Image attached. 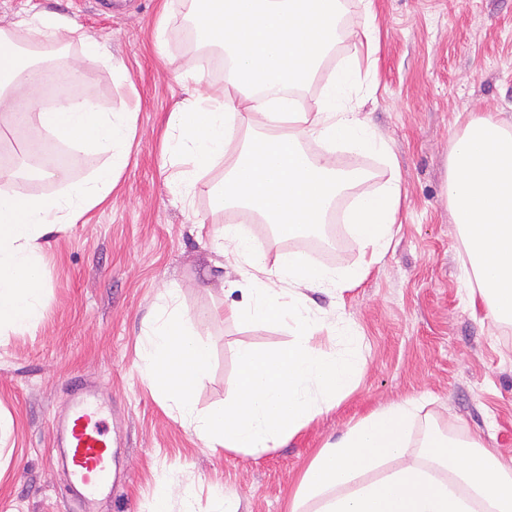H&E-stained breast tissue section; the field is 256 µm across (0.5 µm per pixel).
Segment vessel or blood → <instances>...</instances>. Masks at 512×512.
Segmentation results:
<instances>
[{
	"label": "vessel or blood",
	"instance_id": "1",
	"mask_svg": "<svg viewBox=\"0 0 512 512\" xmlns=\"http://www.w3.org/2000/svg\"><path fill=\"white\" fill-rule=\"evenodd\" d=\"M112 407L100 389L81 375L69 382V401L54 426L58 471L73 497L92 506L110 497L114 484Z\"/></svg>",
	"mask_w": 512,
	"mask_h": 512
}]
</instances>
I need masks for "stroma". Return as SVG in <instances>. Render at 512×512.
Listing matches in <instances>:
<instances>
[{
	"mask_svg": "<svg viewBox=\"0 0 512 512\" xmlns=\"http://www.w3.org/2000/svg\"><path fill=\"white\" fill-rule=\"evenodd\" d=\"M170 2L160 34L161 0H0V28L13 37L36 39L34 16L50 13L104 42L110 63L85 69V90L102 108L136 117L110 203L44 244L41 318L0 340V512H82L61 489L51 449L53 418L65 410L66 383L76 374L97 381L112 402L119 482L98 512H155L160 504L181 512L178 493L164 490L170 479L193 490L197 512H208L217 488L238 496L239 512H288L318 448L358 419L408 399L422 405L410 427L409 457L421 455L435 435L512 456V327L472 313L470 264L443 191L450 140L470 117L490 115L512 126V0H373L369 7L340 0L341 33L302 94L316 97L330 70L359 52L357 35L373 15L372 80L354 97L397 164L337 152V165L360 178L331 213L341 215L354 195L392 179L405 200L389 249L358 286L308 294L318 316L358 328L362 375L338 407L256 459L211 454L136 369L169 288L209 344L208 372L194 385L199 412L217 413L232 397L238 348L278 350L291 340L273 322L214 317L248 295L225 292V281L237 277L235 262L213 246L226 218L213 209L208 189L222 181L223 163L199 172L201 189L186 198L167 181L178 168L163 154L168 118L194 88L180 76L208 55L183 43L187 18L179 0ZM105 163L101 155L71 153L67 181L36 180L27 190L60 193L65 182H80Z\"/></svg>",
	"mask_w": 512,
	"mask_h": 512,
	"instance_id": "stroma-1",
	"label": "stroma"
}]
</instances>
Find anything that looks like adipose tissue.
<instances>
[{
  "instance_id": "obj_1",
  "label": "adipose tissue",
  "mask_w": 512,
  "mask_h": 512,
  "mask_svg": "<svg viewBox=\"0 0 512 512\" xmlns=\"http://www.w3.org/2000/svg\"><path fill=\"white\" fill-rule=\"evenodd\" d=\"M338 0H182L200 44L223 51L233 67L220 95L196 94L171 113L167 153L189 168L173 179L183 193L196 190L193 170L224 163V182L210 188L213 207L236 214L216 236L230 250L249 300L225 307L237 323L272 321L288 330V348L263 353L241 348L232 400L217 414L197 413L193 383L209 365L207 343L181 317L168 294L146 340L143 379L159 383L181 417L212 452L258 457L336 408L363 369L360 334L345 319L326 326L307 304L310 290L343 292L363 270L315 267L303 254L269 261L244 231L249 223L275 226L292 236L319 230L342 189L337 147L386 153L387 147L361 118L353 99L362 69L350 57L334 69L319 95L300 90L316 75L335 43ZM44 38L78 35L83 61L103 62L91 36L58 15L37 17ZM28 100L27 123L40 138L103 154L107 164L91 179L59 196L0 191V333L37 320L44 306L42 249L46 237L78 223L107 201L125 166L135 132L130 112H105L83 88V73L48 87L43 68L18 53L0 29V108ZM325 152L309 158L303 142ZM448 205L459 225L476 294L471 306L512 324V129L488 117L471 118L450 141L445 182ZM403 202L398 181L361 196L344 222L362 253L377 262L393 239ZM340 349L321 347L322 336ZM416 401L395 403L361 418L313 455L289 504L290 512H512V457L479 443L435 440L424 462L408 459L406 447ZM387 473L365 479L366 471Z\"/></svg>"
}]
</instances>
